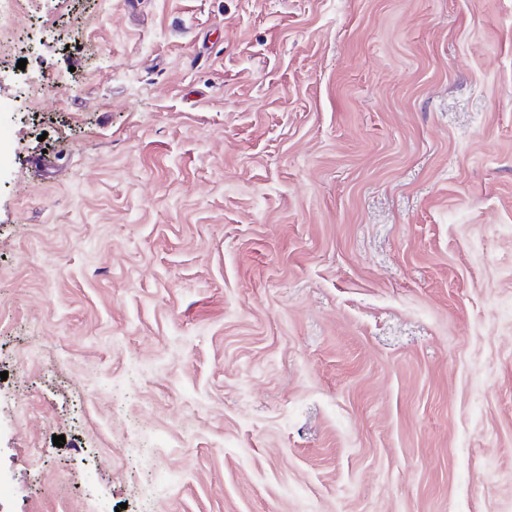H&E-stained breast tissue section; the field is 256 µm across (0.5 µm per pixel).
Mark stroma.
<instances>
[{
  "label": "stroma",
  "mask_w": 512,
  "mask_h": 512,
  "mask_svg": "<svg viewBox=\"0 0 512 512\" xmlns=\"http://www.w3.org/2000/svg\"><path fill=\"white\" fill-rule=\"evenodd\" d=\"M1 372L0 512H512V0H22Z\"/></svg>",
  "instance_id": "obj_1"
}]
</instances>
